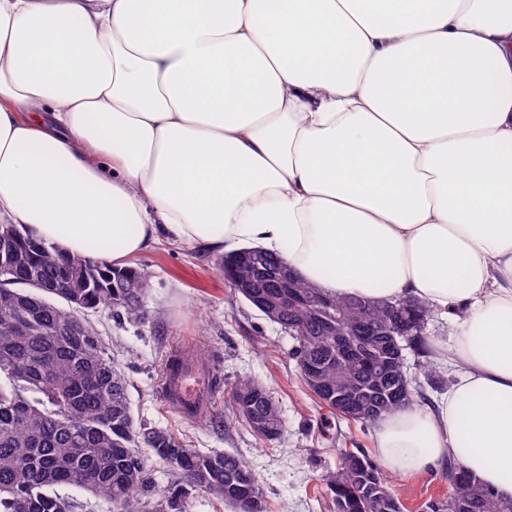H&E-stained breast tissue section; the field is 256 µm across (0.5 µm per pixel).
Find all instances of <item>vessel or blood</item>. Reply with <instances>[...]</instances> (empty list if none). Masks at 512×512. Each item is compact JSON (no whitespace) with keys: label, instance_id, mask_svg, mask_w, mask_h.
<instances>
[{"label":"vessel or blood","instance_id":"b4317fda","mask_svg":"<svg viewBox=\"0 0 512 512\" xmlns=\"http://www.w3.org/2000/svg\"><path fill=\"white\" fill-rule=\"evenodd\" d=\"M211 377L210 367L199 363L189 350L173 352L163 371L165 404L189 418L207 413L212 406Z\"/></svg>","mask_w":512,"mask_h":512}]
</instances>
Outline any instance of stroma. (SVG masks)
Listing matches in <instances>:
<instances>
[{
    "instance_id": "obj_1",
    "label": "stroma",
    "mask_w": 512,
    "mask_h": 512,
    "mask_svg": "<svg viewBox=\"0 0 512 512\" xmlns=\"http://www.w3.org/2000/svg\"><path fill=\"white\" fill-rule=\"evenodd\" d=\"M220 258L160 238L129 261L150 276L148 321H127L108 306L88 319L125 374L136 422L164 428L202 452L243 456L260 479L268 512H333L324 476L335 469L339 449L377 456L375 428L340 418L315 397L291 355L295 340L234 293L218 269ZM179 347L218 364L224 376L205 418L182 416L163 401L164 362ZM241 379L260 384L278 403L284 421L278 440L260 439L229 413L231 389ZM389 479L403 512H425L428 502L448 495L439 474L393 473Z\"/></svg>"
}]
</instances>
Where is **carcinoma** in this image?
I'll return each instance as SVG.
<instances>
[{
  "label": "carcinoma",
  "mask_w": 512,
  "mask_h": 512,
  "mask_svg": "<svg viewBox=\"0 0 512 512\" xmlns=\"http://www.w3.org/2000/svg\"><path fill=\"white\" fill-rule=\"evenodd\" d=\"M10 241L0 247V265L14 270L13 280L0 282V512H72L75 505L57 493L78 487L104 496L121 512H185L184 504L197 490L221 499L234 512H251L249 497L267 512L262 485L239 456L199 452L162 428L135 422L127 380L112 362L105 342L81 323L66 296H79L86 311L111 306L127 320H148L145 296L147 272L114 268L98 259L64 256L42 241L10 225ZM240 266L235 276L250 279L259 269L279 264L267 251ZM57 284L59 296L48 307L31 306L36 283ZM79 287L72 288L70 284ZM321 292L295 278L296 304L280 315V327L297 334L293 357L323 360L319 381L326 389L352 383L387 387L393 374H409L406 363L390 375H378L365 365V354L336 361V336H355L363 318L381 326L399 302L369 297H328L334 309L347 311L332 328L325 327L309 298ZM256 383L239 381L231 405L240 412L238 397ZM363 468L372 475L378 496L370 512H402L403 505L379 466L359 451ZM153 460L167 464L175 480L163 491L151 473ZM448 497L427 505L428 512H512V498L501 497L467 470L448 466ZM360 467L338 456L326 477L334 512H364L360 507Z\"/></svg>",
  "instance_id": "1"
}]
</instances>
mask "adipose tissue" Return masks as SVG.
<instances>
[{
  "instance_id": "1",
  "label": "adipose tissue",
  "mask_w": 512,
  "mask_h": 512,
  "mask_svg": "<svg viewBox=\"0 0 512 512\" xmlns=\"http://www.w3.org/2000/svg\"><path fill=\"white\" fill-rule=\"evenodd\" d=\"M0 223L423 301L451 382L380 460L512 497V0H0ZM267 251L257 252L258 260L252 261L236 269L235 276L238 279H250L259 275L260 268H273L275 265L280 264L278 257Z\"/></svg>"
}]
</instances>
